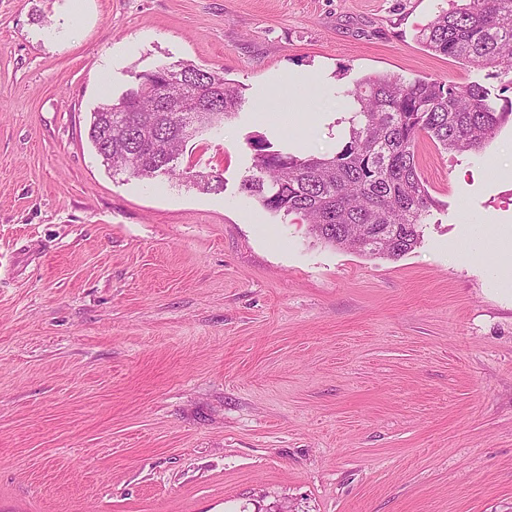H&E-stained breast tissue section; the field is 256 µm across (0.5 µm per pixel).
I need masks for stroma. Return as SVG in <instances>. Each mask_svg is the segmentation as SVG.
<instances>
[{"mask_svg":"<svg viewBox=\"0 0 512 512\" xmlns=\"http://www.w3.org/2000/svg\"><path fill=\"white\" fill-rule=\"evenodd\" d=\"M449 0H0V512H512V121L418 150L397 259L244 194L259 139L330 155L371 74L512 78L434 54ZM223 70L243 103L177 176L112 175L91 115L137 75ZM296 71L310 119L258 110ZM216 171L217 188L195 184ZM486 238L458 245L467 225Z\"/></svg>","mask_w":512,"mask_h":512,"instance_id":"1","label":"stroma"}]
</instances>
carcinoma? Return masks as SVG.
<instances>
[{
	"instance_id": "1",
	"label": "carcinoma",
	"mask_w": 512,
	"mask_h": 512,
	"mask_svg": "<svg viewBox=\"0 0 512 512\" xmlns=\"http://www.w3.org/2000/svg\"><path fill=\"white\" fill-rule=\"evenodd\" d=\"M419 39L437 54L510 74L512 0H466L421 29ZM136 80L121 99L93 112L88 130L102 162L132 177L176 175L172 162L194 138L189 120L197 106L213 128L242 103L222 70L178 64ZM345 95L353 99L349 139L334 155L301 157L260 145L256 173L241 190L271 212L302 216L325 244L397 259L417 246L434 205L418 172L419 140L479 152L512 117V103L494 107L476 83L384 74Z\"/></svg>"
}]
</instances>
